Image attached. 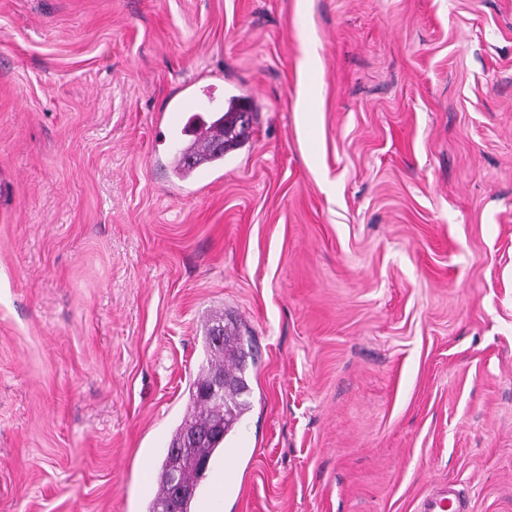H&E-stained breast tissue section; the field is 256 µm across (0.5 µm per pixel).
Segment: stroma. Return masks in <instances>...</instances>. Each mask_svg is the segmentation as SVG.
I'll return each instance as SVG.
<instances>
[{
	"instance_id": "stroma-1",
	"label": "stroma",
	"mask_w": 512,
	"mask_h": 512,
	"mask_svg": "<svg viewBox=\"0 0 512 512\" xmlns=\"http://www.w3.org/2000/svg\"><path fill=\"white\" fill-rule=\"evenodd\" d=\"M218 310L222 512H512V0H0V512H145ZM231 110V112H222L213 124L200 132L192 142L175 151L170 164L177 179L185 181L192 179L193 167L204 159H213L212 166L224 163V153L227 149L238 147L245 142L249 127L245 128L240 124L233 133L231 130L236 125L238 113L248 112L251 123L250 108L248 105L238 103ZM465 498L453 487L445 486L436 493L429 494L418 504L419 512H465Z\"/></svg>"
}]
</instances>
